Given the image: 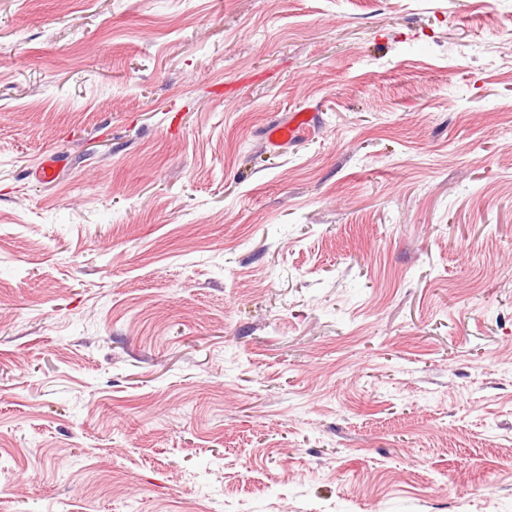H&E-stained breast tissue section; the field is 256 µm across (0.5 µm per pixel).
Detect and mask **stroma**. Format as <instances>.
<instances>
[{"label":"stroma","instance_id":"obj_1","mask_svg":"<svg viewBox=\"0 0 512 512\" xmlns=\"http://www.w3.org/2000/svg\"><path fill=\"white\" fill-rule=\"evenodd\" d=\"M0 512H512V0H0ZM308 119L306 115H300L293 122L287 125L275 126L269 131L268 141L272 146L287 143L306 133Z\"/></svg>","mask_w":512,"mask_h":512}]
</instances>
